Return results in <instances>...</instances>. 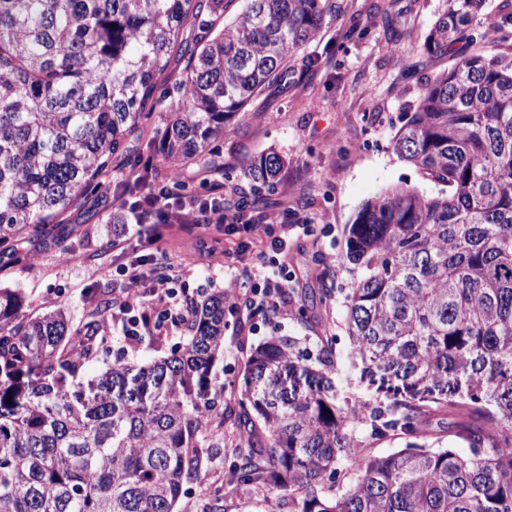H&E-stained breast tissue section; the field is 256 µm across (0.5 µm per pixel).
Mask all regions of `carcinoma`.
Segmentation results:
<instances>
[{
	"mask_svg": "<svg viewBox=\"0 0 512 512\" xmlns=\"http://www.w3.org/2000/svg\"><path fill=\"white\" fill-rule=\"evenodd\" d=\"M485 0H447L428 54L455 64L423 86L392 151L440 185L398 187L366 202L345 240L352 273L344 325L363 377L384 397L359 420L336 406L324 369L294 337L255 349L242 399L224 404V293L187 307L183 349L151 365L117 362L89 379L112 300L85 330L62 309L20 320L0 290V512H174L184 484L241 430L236 480L288 495L290 512H512V50H472L467 27ZM0 0V252L28 231L49 235L80 195L126 158L143 117L162 104L173 52L182 104L167 112L161 156L204 164L227 123L320 31L329 0ZM199 21L193 44L181 38ZM285 160L243 161L275 189ZM328 412H323V409ZM437 423L470 448L417 443ZM406 446L356 454L352 428ZM357 478L333 497L345 458Z\"/></svg>",
	"mask_w": 512,
	"mask_h": 512,
	"instance_id": "1",
	"label": "carcinoma"
}]
</instances>
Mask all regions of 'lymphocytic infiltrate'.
Here are the masks:
<instances>
[{"mask_svg":"<svg viewBox=\"0 0 512 512\" xmlns=\"http://www.w3.org/2000/svg\"><path fill=\"white\" fill-rule=\"evenodd\" d=\"M137 206L142 218L161 224H178L186 230H225L242 234L241 250L252 249L258 255L266 256V265L255 270L248 280L230 279L225 297L237 296L244 290L250 292L251 300L257 307L275 315H286L290 280L288 243L296 230L295 225L283 221L278 231L273 232L261 221L243 219L234 198L222 199L217 204H207L195 197L177 200L173 197L172 189L165 186L147 190L141 195ZM116 274L120 291L113 297L112 306L120 314L132 313L135 299L144 298L149 306L156 308L157 323H164L179 315L181 301L178 286L184 277L182 270L139 257L121 265Z\"/></svg>","mask_w":512,"mask_h":512,"instance_id":"lymphocytic-infiltrate-1","label":"lymphocytic infiltrate"}]
</instances>
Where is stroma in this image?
Segmentation results:
<instances>
[{"label":"stroma","instance_id":"obj_1","mask_svg":"<svg viewBox=\"0 0 512 512\" xmlns=\"http://www.w3.org/2000/svg\"><path fill=\"white\" fill-rule=\"evenodd\" d=\"M320 33L304 49V58L289 67L280 85L265 89L239 113L224 136L211 146L210 164L220 166L224 189L253 199L251 183L241 173L243 160L277 151L288 169L274 193L262 196L254 215L275 222L280 202L305 216L288 248L292 280L288 313L266 315L249 297L237 299L226 313L224 331V401L241 396L240 381L252 349L273 336L301 339L316 351L318 338L336 337V364L328 371L337 405H378L381 396L361 377V364L350 355L340 288L351 280L340 262L345 235L361 205L382 192L409 186L427 195L438 187L393 154L390 141L404 113L414 111L427 80L455 62L453 55L431 56L424 44L444 8V0H333ZM152 160L148 183L135 181L131 168ZM200 166L172 165L149 157L144 144L131 143L123 168L103 178L100 187L76 198L53 234L20 241L21 259L0 257V288L19 290L21 317H36L67 307L75 326H83L100 293L112 289L101 272L139 256L186 269L184 298L223 289L229 281L224 254L238 248L241 234L193 235L180 227L164 229L147 242L134 225V204L144 185H167L179 179L182 192L201 199L208 191ZM123 226L124 252L111 250L116 226ZM330 289L324 302L303 307V294ZM130 325L119 318L101 329L103 352L85 365L93 377L112 363L148 364L170 357L188 336L185 327L143 334L138 346L125 340ZM221 492L222 512H288V499L266 495L263 488L229 477L228 460L206 466L190 481L176 512H204L214 492Z\"/></svg>","mask_w":512,"mask_h":512}]
</instances>
